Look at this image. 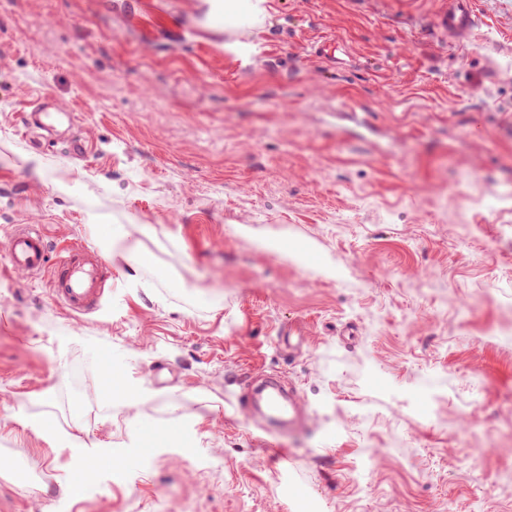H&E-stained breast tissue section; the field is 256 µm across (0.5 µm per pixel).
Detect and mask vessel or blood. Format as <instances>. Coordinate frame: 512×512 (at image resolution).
Here are the masks:
<instances>
[{
  "mask_svg": "<svg viewBox=\"0 0 512 512\" xmlns=\"http://www.w3.org/2000/svg\"><path fill=\"white\" fill-rule=\"evenodd\" d=\"M475 10V0H448L438 17V25L448 35L464 37L481 26ZM68 115L54 110L48 102H41L28 113L29 122L50 129ZM47 236L38 229H21L11 236L7 263L10 269L40 271L50 269L51 291L74 316H83L96 310L106 288L112 285V268L108 261L86 245L74 243L51 253ZM262 400L272 422L270 428L292 432L303 428L301 406L297 397H283L278 376L268 375Z\"/></svg>",
  "mask_w": 512,
  "mask_h": 512,
  "instance_id": "1",
  "label": "vessel or blood"
}]
</instances>
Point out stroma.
Returning <instances> with one entry per match:
<instances>
[{
  "mask_svg": "<svg viewBox=\"0 0 512 512\" xmlns=\"http://www.w3.org/2000/svg\"><path fill=\"white\" fill-rule=\"evenodd\" d=\"M209 3L0 0V512H512V13L453 41L440 0ZM46 97L70 142L25 129ZM17 224L152 262L75 317L9 270ZM246 370L299 395L287 458L234 412ZM181 417L193 453L141 451ZM242 1L245 0H225L223 7L220 0H212L209 8L210 21L224 23L225 18L232 26L242 23L243 15L240 12V2ZM106 246L115 256H118L123 260L129 267L134 270H138L140 267L146 264V259L141 255L140 252L124 247L119 244L120 237L115 234L107 235Z\"/></svg>",
  "mask_w": 512,
  "mask_h": 512,
  "instance_id": "1",
  "label": "stroma"
}]
</instances>
